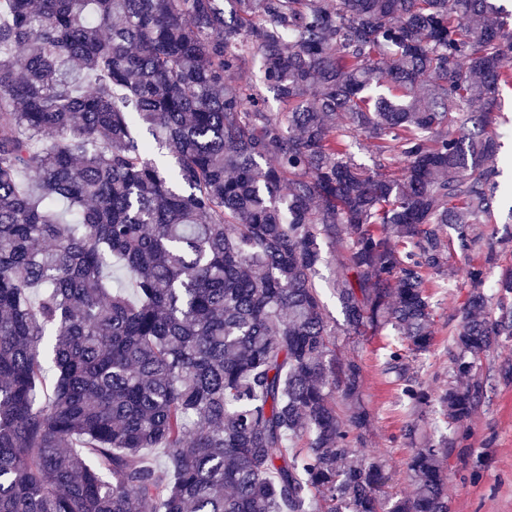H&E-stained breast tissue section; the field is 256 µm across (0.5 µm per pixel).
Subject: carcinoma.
Segmentation results:
<instances>
[{
  "mask_svg": "<svg viewBox=\"0 0 512 512\" xmlns=\"http://www.w3.org/2000/svg\"><path fill=\"white\" fill-rule=\"evenodd\" d=\"M231 2L228 20L222 0H0V512H448V438L413 450L401 498L354 448L363 371L337 353L320 242L346 243L343 334L391 328L385 372L429 404L406 354L428 349L444 246L491 223L512 12ZM464 276L453 425L512 336L485 266ZM160 446L164 473L142 455Z\"/></svg>",
  "mask_w": 512,
  "mask_h": 512,
  "instance_id": "obj_1",
  "label": "carcinoma"
}]
</instances>
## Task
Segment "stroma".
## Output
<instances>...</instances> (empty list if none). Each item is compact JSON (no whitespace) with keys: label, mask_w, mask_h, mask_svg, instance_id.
I'll return each mask as SVG.
<instances>
[{"label":"stroma","mask_w":512,"mask_h":512,"mask_svg":"<svg viewBox=\"0 0 512 512\" xmlns=\"http://www.w3.org/2000/svg\"><path fill=\"white\" fill-rule=\"evenodd\" d=\"M491 111L505 113L507 122L498 123L496 133L502 148L499 166L503 171L494 202L496 221L479 225L484 238L512 240V91L503 90L490 105ZM324 263L317 283L321 289L330 326L345 322L333 294L344 254L342 243L322 241ZM484 254L475 250L461 255L451 250L442 274L430 279L433 322L431 347L409 359V373L432 393L454 383L453 333L459 324L457 311L468 288L462 272L467 262H481ZM396 344L391 330L372 336H341L337 345L343 355L357 358L363 367L359 398L371 414V422L357 446L362 455L384 464L386 488L411 495L413 487L406 473V461L424 438L459 440L454 456L447 461L450 512H512V336L499 337L481 357L483 395L469 421L461 427L448 426L438 406H411L393 376L384 371L389 350Z\"/></svg>","instance_id":"obj_1"}]
</instances>
